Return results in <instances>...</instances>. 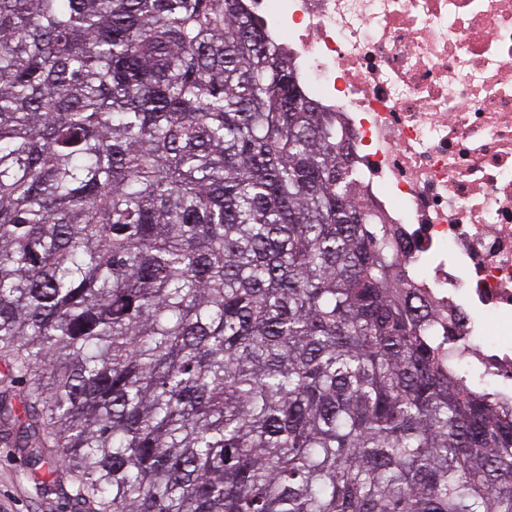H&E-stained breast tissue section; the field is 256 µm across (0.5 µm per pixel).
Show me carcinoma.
<instances>
[{
    "label": "carcinoma",
    "mask_w": 512,
    "mask_h": 512,
    "mask_svg": "<svg viewBox=\"0 0 512 512\" xmlns=\"http://www.w3.org/2000/svg\"><path fill=\"white\" fill-rule=\"evenodd\" d=\"M241 0H0V423L91 512H512L472 389Z\"/></svg>",
    "instance_id": "1"
}]
</instances>
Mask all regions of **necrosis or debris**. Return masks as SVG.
Returning a JSON list of instances; mask_svg holds the SVG:
<instances>
[{
  "mask_svg": "<svg viewBox=\"0 0 512 512\" xmlns=\"http://www.w3.org/2000/svg\"><path fill=\"white\" fill-rule=\"evenodd\" d=\"M335 113L428 335L512 407V0H242Z\"/></svg>",
  "mask_w": 512,
  "mask_h": 512,
  "instance_id": "4bbe7bcc",
  "label": "necrosis or debris"
}]
</instances>
